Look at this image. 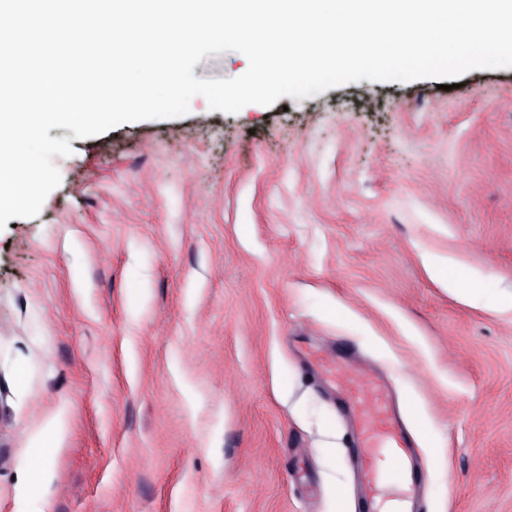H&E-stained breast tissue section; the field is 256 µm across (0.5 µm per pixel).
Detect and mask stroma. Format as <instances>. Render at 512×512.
<instances>
[{
	"mask_svg": "<svg viewBox=\"0 0 512 512\" xmlns=\"http://www.w3.org/2000/svg\"><path fill=\"white\" fill-rule=\"evenodd\" d=\"M459 81L52 128L60 186L0 230V512H366L302 364L341 343L428 461L423 512H512V68Z\"/></svg>",
	"mask_w": 512,
	"mask_h": 512,
	"instance_id": "35a3bbf8",
	"label": "stroma"
}]
</instances>
